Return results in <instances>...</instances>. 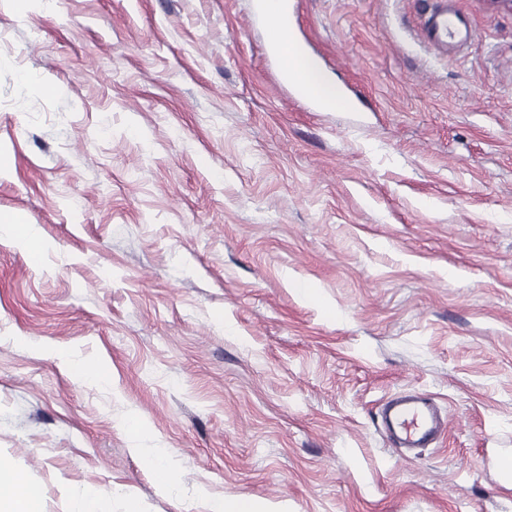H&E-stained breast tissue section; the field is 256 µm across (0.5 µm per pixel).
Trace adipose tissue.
<instances>
[{
	"label": "adipose tissue",
	"mask_w": 512,
	"mask_h": 512,
	"mask_svg": "<svg viewBox=\"0 0 512 512\" xmlns=\"http://www.w3.org/2000/svg\"><path fill=\"white\" fill-rule=\"evenodd\" d=\"M269 37L281 48L282 66L289 80L316 95L319 102L331 109L344 105L337 85L303 55L291 41L287 25L276 14H269ZM0 512H43L39 498L21 475L0 470Z\"/></svg>",
	"instance_id": "obj_1"
}]
</instances>
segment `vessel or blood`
Instances as JSON below:
<instances>
[{
	"label": "vessel or blood",
	"mask_w": 512,
	"mask_h": 512,
	"mask_svg": "<svg viewBox=\"0 0 512 512\" xmlns=\"http://www.w3.org/2000/svg\"><path fill=\"white\" fill-rule=\"evenodd\" d=\"M463 22L448 6L434 10L427 21L426 35L438 47H460L466 42L461 35ZM388 426L403 448H425L442 438L447 423L440 408L428 398L404 393L388 398L381 406Z\"/></svg>",
	"instance_id": "b4317fda"
}]
</instances>
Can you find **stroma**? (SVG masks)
I'll list each match as a JSON object with an SVG mask.
<instances>
[{
  "label": "stroma",
  "mask_w": 512,
  "mask_h": 512,
  "mask_svg": "<svg viewBox=\"0 0 512 512\" xmlns=\"http://www.w3.org/2000/svg\"><path fill=\"white\" fill-rule=\"evenodd\" d=\"M296 2L350 108L254 0H0V216L46 245L0 237V465L45 512H512V11L451 0L441 54L433 0ZM406 390L448 434L405 456ZM441 6L428 17L426 35L436 46L448 49V43L454 47L463 46L470 37V33L461 18L448 8L446 0H440ZM465 28V35L461 36V27ZM449 40V42H448ZM268 20L269 37L281 48L283 71L288 73L289 80L306 91L313 92L319 102L327 105L326 109L344 107L337 85L325 76L312 59L303 55L292 44L288 26L278 20L273 9ZM210 512H271L264 501L248 496L223 497L208 504Z\"/></svg>",
  "instance_id": "obj_1"
}]
</instances>
